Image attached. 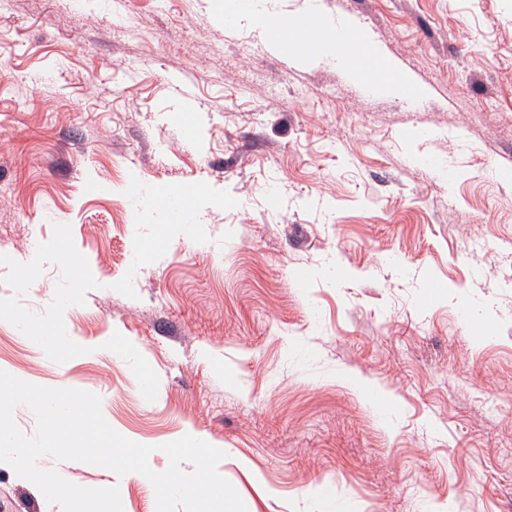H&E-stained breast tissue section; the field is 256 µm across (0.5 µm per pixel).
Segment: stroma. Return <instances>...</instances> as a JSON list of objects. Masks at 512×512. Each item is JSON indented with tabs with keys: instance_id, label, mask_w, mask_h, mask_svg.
<instances>
[{
	"instance_id": "35a3bbf8",
	"label": "stroma",
	"mask_w": 512,
	"mask_h": 512,
	"mask_svg": "<svg viewBox=\"0 0 512 512\" xmlns=\"http://www.w3.org/2000/svg\"><path fill=\"white\" fill-rule=\"evenodd\" d=\"M313 6L419 99L214 0H0V254L67 224L98 283L64 312L89 354L54 363L0 321V370L98 394L154 468L186 434L223 450L247 512H512V0ZM134 177L238 205L205 207L209 243L177 236L131 299ZM0 512L57 506L1 465ZM373 58L376 60L373 67L364 65L360 68L359 75L362 81L371 86L374 81L379 80L387 84L386 92L388 93L398 94L405 92L407 86H409V82L402 76L395 75L389 61L382 57L376 50ZM371 91L381 94L385 91V85L376 83L371 86Z\"/></svg>"
}]
</instances>
